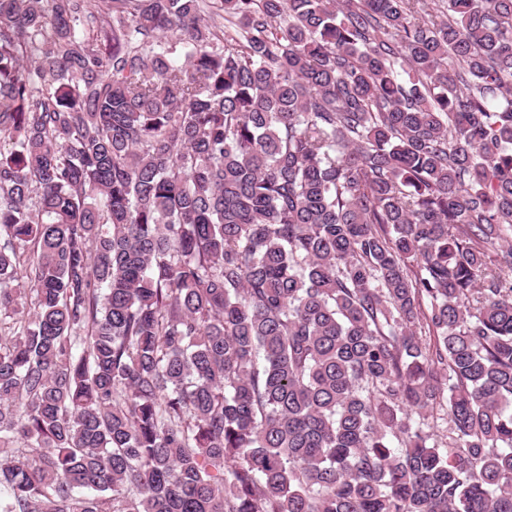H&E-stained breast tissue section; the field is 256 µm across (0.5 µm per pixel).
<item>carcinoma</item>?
Returning <instances> with one entry per match:
<instances>
[{"label":"carcinoma","instance_id":"cac0c4a2","mask_svg":"<svg viewBox=\"0 0 512 512\" xmlns=\"http://www.w3.org/2000/svg\"><path fill=\"white\" fill-rule=\"evenodd\" d=\"M435 6L0 0V512H512V0Z\"/></svg>","mask_w":512,"mask_h":512}]
</instances>
